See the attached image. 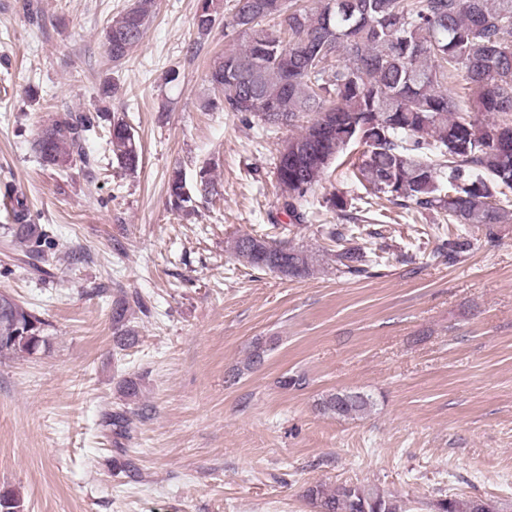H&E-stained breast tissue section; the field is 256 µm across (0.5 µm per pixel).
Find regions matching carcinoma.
<instances>
[{
	"label": "carcinoma",
	"mask_w": 512,
	"mask_h": 512,
	"mask_svg": "<svg viewBox=\"0 0 512 512\" xmlns=\"http://www.w3.org/2000/svg\"><path fill=\"white\" fill-rule=\"evenodd\" d=\"M339 0H320L308 8L301 0H235L228 25L244 36L230 44L211 66L207 79L220 96L206 110L235 112L254 119L268 132L280 125L252 111L246 102L288 111V125L313 115L302 131L289 138L295 154H279L275 179L290 223L308 221L311 197L330 165L349 146H364L353 165L354 181L370 199L385 200L408 212L443 214L461 226L437 237L433 256L453 263L471 249L469 229L496 238L512 222V0H352L353 15ZM155 0H134L104 31L105 54L122 62L142 41ZM221 0H197L194 27L207 36L221 15ZM262 61L256 81L239 79L243 61ZM465 70L461 89L450 86ZM108 123L107 141L119 166L134 173L141 149L129 125L108 107L91 112H58L37 134L33 150L44 167L92 172L87 150L90 136ZM12 223L11 238L39 260L55 253L59 243L49 231L31 223L24 196L6 184ZM218 196L210 163L197 173L196 190L182 169L169 175L167 203L189 216L196 194ZM359 198L338 191L325 203L348 220L323 228L336 242V271L371 276L384 256L374 242L358 243L355 222L365 221ZM243 264L301 279L314 274L317 259L286 238L269 239L243 233L229 242ZM130 300L119 290L112 297L113 341L123 350L138 343L130 325ZM50 324L34 308L0 293V356L26 357L48 344ZM268 352L261 339L252 342L243 368L261 365ZM123 404L102 417L112 434L114 469L130 478L138 468L123 441L130 438L129 405L142 396L141 379L124 376L116 385ZM373 408L369 395L344 391L326 395L320 410L339 418H357ZM305 498L315 512H406L397 497L357 484L319 482ZM21 499L0 488V512H21Z\"/></svg>",
	"instance_id": "obj_1"
}]
</instances>
